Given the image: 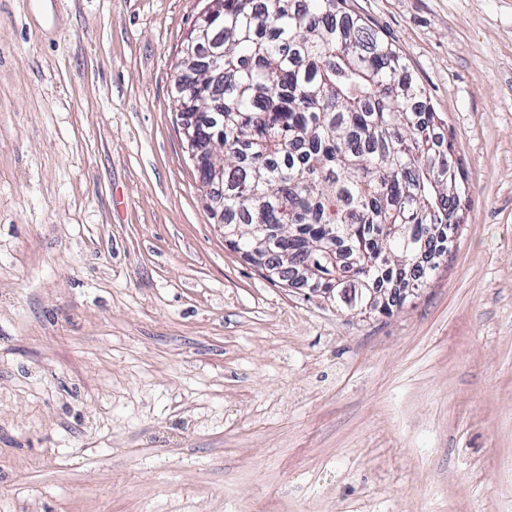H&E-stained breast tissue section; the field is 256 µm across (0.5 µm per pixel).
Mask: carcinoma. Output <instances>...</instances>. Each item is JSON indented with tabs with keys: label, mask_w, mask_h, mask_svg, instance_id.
<instances>
[{
	"label": "carcinoma",
	"mask_w": 512,
	"mask_h": 512,
	"mask_svg": "<svg viewBox=\"0 0 512 512\" xmlns=\"http://www.w3.org/2000/svg\"><path fill=\"white\" fill-rule=\"evenodd\" d=\"M209 37L224 47V84L195 72L185 102L222 104L224 142L201 169H222L224 223L254 247L289 227L266 255L276 280L345 288L347 311L387 315L380 283L414 270L422 283L444 252L448 220L470 186L452 140L403 56L345 0H223Z\"/></svg>",
	"instance_id": "1"
}]
</instances>
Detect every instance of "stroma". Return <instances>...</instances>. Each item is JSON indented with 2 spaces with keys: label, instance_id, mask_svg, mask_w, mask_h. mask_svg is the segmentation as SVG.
<instances>
[{
  "label": "stroma",
  "instance_id": "1",
  "mask_svg": "<svg viewBox=\"0 0 512 512\" xmlns=\"http://www.w3.org/2000/svg\"><path fill=\"white\" fill-rule=\"evenodd\" d=\"M206 0H0V512H512V0H347L470 198L359 318L268 279L174 109Z\"/></svg>",
  "mask_w": 512,
  "mask_h": 512
}]
</instances>
